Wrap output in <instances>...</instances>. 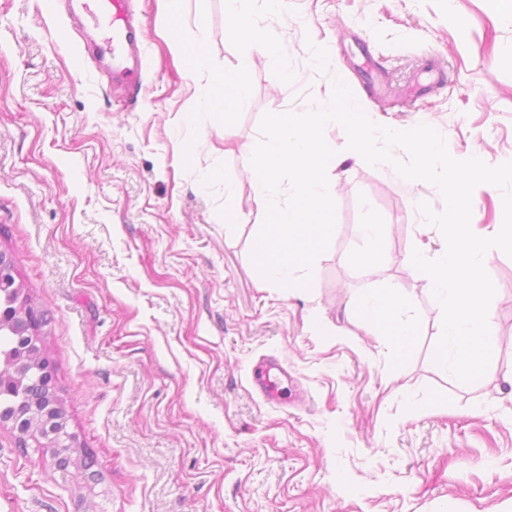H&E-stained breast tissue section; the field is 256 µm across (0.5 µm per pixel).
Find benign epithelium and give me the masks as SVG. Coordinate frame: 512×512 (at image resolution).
<instances>
[{"mask_svg": "<svg viewBox=\"0 0 512 512\" xmlns=\"http://www.w3.org/2000/svg\"><path fill=\"white\" fill-rule=\"evenodd\" d=\"M15 264L11 257L0 252V292L12 293L21 285L16 283L14 276ZM20 315L12 318L6 313H0V321L11 326L20 324L22 330L29 337L30 342L9 357L11 372L1 373L0 381L13 380L17 383L26 379L32 372L44 380L50 394L31 416L29 434L35 435V439L41 441V447L54 451V464L63 472H69L75 465L74 457L69 454H60L61 448H78L80 443L76 434L70 431L68 424L59 415V405L54 390V366L49 358L42 352V319L41 314L32 305L19 306Z\"/></svg>", "mask_w": 512, "mask_h": 512, "instance_id": "obj_1", "label": "benign epithelium"}]
</instances>
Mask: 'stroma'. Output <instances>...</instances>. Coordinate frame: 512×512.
I'll use <instances>...</instances> for the list:
<instances>
[{"label": "stroma", "mask_w": 512, "mask_h": 512, "mask_svg": "<svg viewBox=\"0 0 512 512\" xmlns=\"http://www.w3.org/2000/svg\"><path fill=\"white\" fill-rule=\"evenodd\" d=\"M144 30L139 95L97 63L108 46L94 14L74 26L42 0H0V251L42 313L55 390L87 452L59 472L49 451L0 426V512H512V392L464 385L430 351L442 309L404 258L439 250L417 208L438 190L387 164L343 161L329 175L336 227L311 289L266 282L251 260L255 212L238 155L264 113L307 111L329 74L327 48L375 123L430 124L449 152L512 160V21L501 0H288L261 14L286 60L253 53L252 97L227 125H187L210 75L244 51L225 35L224 0H188L171 30L158 0H136ZM205 14V29L194 24ZM205 41L208 65L187 78L179 43ZM288 66L293 78L276 74ZM201 143L184 157L179 138ZM224 180L211 183L209 170ZM389 251L360 264L361 227ZM495 369L512 367V257L495 251ZM369 288H405L417 349L385 382L389 354L345 311ZM288 370V403L255 390L264 359Z\"/></svg>", "instance_id": "obj_1"}]
</instances>
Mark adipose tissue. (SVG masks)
<instances>
[{"instance_id":"obj_1","label":"adipose tissue","mask_w":512,"mask_h":512,"mask_svg":"<svg viewBox=\"0 0 512 512\" xmlns=\"http://www.w3.org/2000/svg\"><path fill=\"white\" fill-rule=\"evenodd\" d=\"M258 0H224L230 21L228 35L250 50L283 57L286 45L258 21L254 3ZM250 58L221 75L212 76L197 95L196 109L187 120L205 114L210 123L222 126L235 112L243 110L250 98ZM350 316L358 319L372 335L382 337L389 354L386 379H395L403 364L414 355L416 325L410 317V299L403 288H375L351 296L347 303Z\"/></svg>"}]
</instances>
